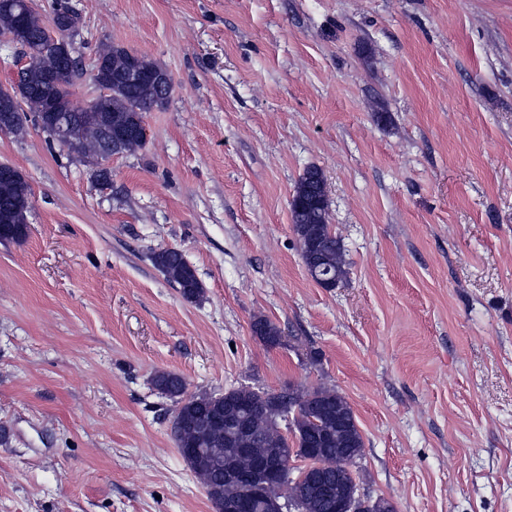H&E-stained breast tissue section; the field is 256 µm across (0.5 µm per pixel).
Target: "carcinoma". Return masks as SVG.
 <instances>
[{
  "label": "carcinoma",
  "mask_w": 512,
  "mask_h": 512,
  "mask_svg": "<svg viewBox=\"0 0 512 512\" xmlns=\"http://www.w3.org/2000/svg\"><path fill=\"white\" fill-rule=\"evenodd\" d=\"M23 27L27 64L15 83L0 86V124L12 122L26 112L34 122L46 121L54 110L73 107L71 96L79 63L71 74L56 71L58 60L51 51V39L42 14L27 7L25 0H0V34L10 35ZM113 72L137 65L145 80L137 84L112 81L106 72L91 74L93 84L108 86L102 111L112 113L113 124L80 125L67 149L84 163L96 167V181L107 184L109 171L100 161L113 155L134 153L146 144L145 114L164 104L170 91L168 72L120 45H103L96 52ZM322 171L308 168L299 178L290 202L293 229L298 236L302 261L311 277L324 288H334L347 275L346 253L341 237L332 229ZM31 187L22 174L0 181V240L21 241L28 235ZM153 263L174 284L183 298L193 301L203 294L195 269L177 248H162ZM253 332L270 346L280 339L278 327L265 318L252 324ZM154 387L175 404L173 435L177 448H197L200 456L186 460L202 480L215 512H237L243 487L224 479V472L211 463L212 456L224 458V465L240 471L250 468L255 457H298L300 448L319 449V461L331 477L341 476L344 485L353 484L352 473L340 467L341 449L358 456L364 447L353 411L334 389L318 388L295 394V403L286 407L275 394H259L249 389H232L221 396L186 395V381L174 374L158 373ZM288 421L281 431V422Z\"/></svg>",
  "instance_id": "cac0c4a2"
}]
</instances>
